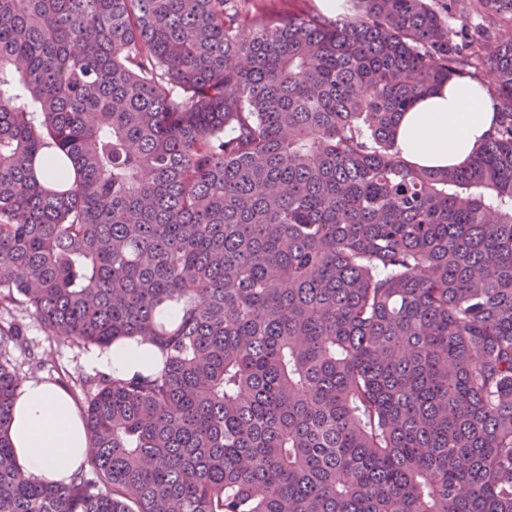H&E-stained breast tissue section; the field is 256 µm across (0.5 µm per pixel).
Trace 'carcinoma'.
Wrapping results in <instances>:
<instances>
[{"instance_id":"carcinoma-1","label":"carcinoma","mask_w":512,"mask_h":512,"mask_svg":"<svg viewBox=\"0 0 512 512\" xmlns=\"http://www.w3.org/2000/svg\"><path fill=\"white\" fill-rule=\"evenodd\" d=\"M246 2L0 0V307L165 359L80 381L92 475L48 484L0 357V512H512V44ZM487 62L481 148L408 166L399 114Z\"/></svg>"}]
</instances>
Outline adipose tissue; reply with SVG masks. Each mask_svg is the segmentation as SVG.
<instances>
[{
    "label": "adipose tissue",
    "instance_id": "1",
    "mask_svg": "<svg viewBox=\"0 0 512 512\" xmlns=\"http://www.w3.org/2000/svg\"><path fill=\"white\" fill-rule=\"evenodd\" d=\"M497 106L478 81L452 78L402 112L395 145L407 164L429 169L467 162L497 120ZM92 366L122 379L158 372L159 349L142 338H123L91 358ZM22 471L37 480L68 482L84 467L91 440L70 394L62 387L21 382L7 428Z\"/></svg>",
    "mask_w": 512,
    "mask_h": 512
}]
</instances>
